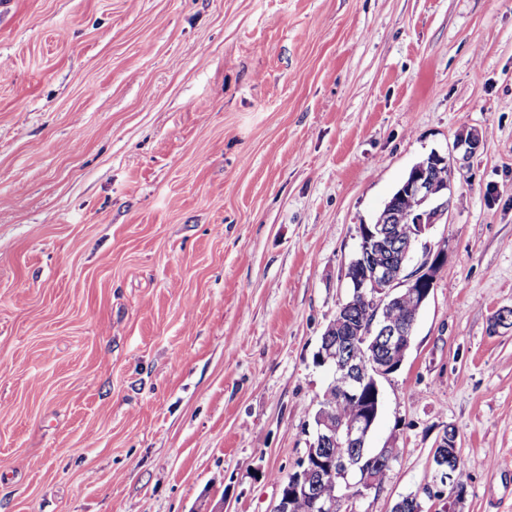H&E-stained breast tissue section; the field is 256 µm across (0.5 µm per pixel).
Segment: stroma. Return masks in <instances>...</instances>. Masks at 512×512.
I'll return each mask as SVG.
<instances>
[{
    "instance_id": "1",
    "label": "stroma",
    "mask_w": 512,
    "mask_h": 512,
    "mask_svg": "<svg viewBox=\"0 0 512 512\" xmlns=\"http://www.w3.org/2000/svg\"><path fill=\"white\" fill-rule=\"evenodd\" d=\"M434 151L356 512L448 426L461 512H512V0H0V512H272L359 227Z\"/></svg>"
}]
</instances>
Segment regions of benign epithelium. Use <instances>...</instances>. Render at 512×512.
<instances>
[{"instance_id":"benign-epithelium-1","label":"benign epithelium","mask_w":512,"mask_h":512,"mask_svg":"<svg viewBox=\"0 0 512 512\" xmlns=\"http://www.w3.org/2000/svg\"><path fill=\"white\" fill-rule=\"evenodd\" d=\"M440 164L449 165L451 160L435 152L430 161L415 164L401 183L400 194L418 199L419 210L398 214L387 204L375 223L360 225L358 250L348 265L352 272L349 286L361 295L366 311L354 321L330 322L318 359L330 380L340 382L336 398L358 403L361 408L342 419L331 405L319 407L308 450L297 474L290 475L288 490L279 491L274 512H288L296 498L307 500L312 512H335L334 503L318 490L317 481L326 474L336 476L339 494L350 506L380 490L363 459L369 454L388 466L395 458L394 449L387 446L368 453L367 441L376 425L381 381L402 365L404 358L393 356V352L409 350L415 325L413 321L404 325L391 322L388 311L408 298L419 311L433 290L436 262L426 258L410 272L407 265L414 242L448 210L449 201L444 199L448 187H436L429 176V168ZM397 223L415 225V241L399 242ZM350 344L363 351L360 360L345 357ZM457 438L456 433L439 436L432 449V481L425 487L428 499L443 503L444 512H459L467 495L454 487L448 467V449L457 447Z\"/></svg>"}]
</instances>
